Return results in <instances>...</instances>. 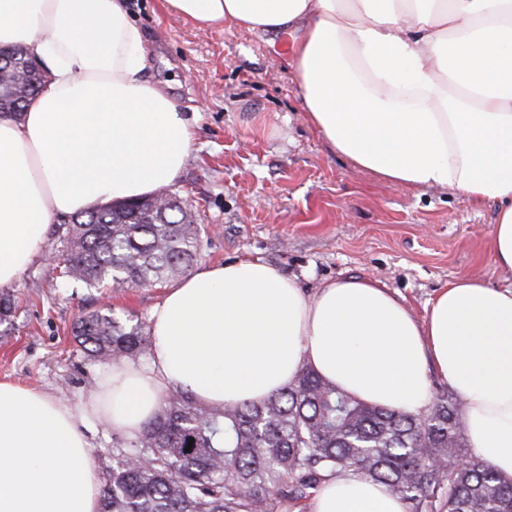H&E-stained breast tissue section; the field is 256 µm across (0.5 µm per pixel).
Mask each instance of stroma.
Instances as JSON below:
<instances>
[{
    "label": "stroma",
    "mask_w": 512,
    "mask_h": 512,
    "mask_svg": "<svg viewBox=\"0 0 512 512\" xmlns=\"http://www.w3.org/2000/svg\"><path fill=\"white\" fill-rule=\"evenodd\" d=\"M128 2L148 36L151 78L169 87L193 125L192 151L169 190L202 227L194 268L259 260L311 297L337 278L373 279L420 320L458 276L512 285L490 249L495 203L395 187L335 153L303 117L286 40L202 28L165 0ZM58 229L51 223L41 254L7 291L13 312L0 323V380L78 408L111 365L83 354L76 320L109 307L150 323L168 285L65 286Z\"/></svg>",
    "instance_id": "obj_1"
}]
</instances>
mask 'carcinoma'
I'll return each mask as SVG.
<instances>
[{
  "instance_id": "1",
  "label": "carcinoma",
  "mask_w": 512,
  "mask_h": 512,
  "mask_svg": "<svg viewBox=\"0 0 512 512\" xmlns=\"http://www.w3.org/2000/svg\"><path fill=\"white\" fill-rule=\"evenodd\" d=\"M25 56L22 47L0 49V114L20 115L42 87L39 74L27 99H14L2 71ZM164 200L157 210L144 198L72 217L61 236L68 282L128 288L188 270L200 227L179 196ZM73 333L99 361L152 351L142 324L110 310L79 318ZM346 475L386 486L406 512H512V478L466 448L451 394L423 415L405 414L339 391L306 364L257 403L221 407L171 392L140 435L113 439L100 512H280Z\"/></svg>"
}]
</instances>
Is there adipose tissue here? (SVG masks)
<instances>
[{"mask_svg":"<svg viewBox=\"0 0 512 512\" xmlns=\"http://www.w3.org/2000/svg\"><path fill=\"white\" fill-rule=\"evenodd\" d=\"M197 24L290 39L307 120L336 153L394 186L497 203L491 249L512 270V0H166ZM125 0H0V46L47 81L0 117V289L42 250L47 224L177 181L188 117L152 81ZM148 364L113 363L81 409L0 382V512H100L87 420L137 437L173 390L257 402L311 365L340 391L407 414L430 372L464 403L473 451L512 477V289L449 282L424 320L379 282L339 278L307 296L252 260L203 267L152 313ZM308 512H405L383 485L326 481Z\"/></svg>","mask_w":512,"mask_h":512,"instance_id":"1","label":"adipose tissue"}]
</instances>
